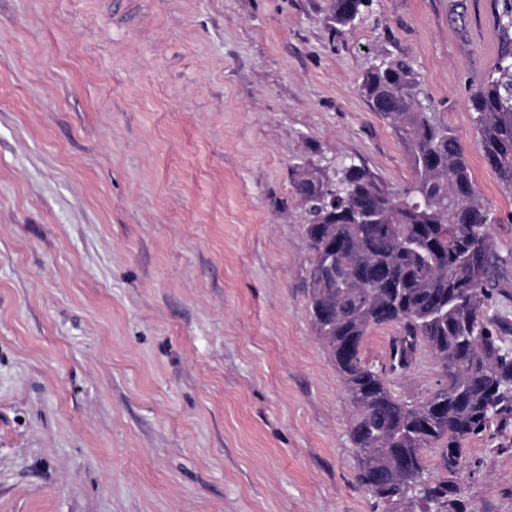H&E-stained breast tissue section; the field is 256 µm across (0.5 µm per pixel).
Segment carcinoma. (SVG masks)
<instances>
[{"instance_id":"obj_1","label":"carcinoma","mask_w":512,"mask_h":512,"mask_svg":"<svg viewBox=\"0 0 512 512\" xmlns=\"http://www.w3.org/2000/svg\"><path fill=\"white\" fill-rule=\"evenodd\" d=\"M504 2L498 26L505 47L468 106L485 161L512 187V0ZM369 5L323 0L321 11L343 34ZM359 91L392 124L413 178L395 193L366 168L342 160L325 189L323 169L308 164L292 171L314 254L311 320L356 408L350 436L359 483L389 509L418 497L435 512H461L464 442L493 419H512V344L484 318L497 263L491 218L477 201L459 137L423 104L425 90L406 59L375 58ZM363 209L374 211L372 222L354 219ZM382 325L401 333L395 365L407 367L419 343L438 360L443 383L428 399L395 396L383 373L363 363V338ZM428 448L440 449L438 479L425 466Z\"/></svg>"}]
</instances>
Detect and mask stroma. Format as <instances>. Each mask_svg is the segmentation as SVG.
<instances>
[{
    "mask_svg": "<svg viewBox=\"0 0 512 512\" xmlns=\"http://www.w3.org/2000/svg\"><path fill=\"white\" fill-rule=\"evenodd\" d=\"M0 0V512H383L355 408L315 336L291 173L345 160L412 180L358 83L410 60L458 135L500 258L486 313L512 343V188L468 109L504 0ZM394 326L363 362L388 370ZM389 372V370H388ZM417 346L389 372L423 400ZM465 512H512V421L465 442ZM371 0H323L324 19L338 34H344L356 25Z\"/></svg>",
    "mask_w": 512,
    "mask_h": 512,
    "instance_id": "obj_1",
    "label": "stroma"
}]
</instances>
